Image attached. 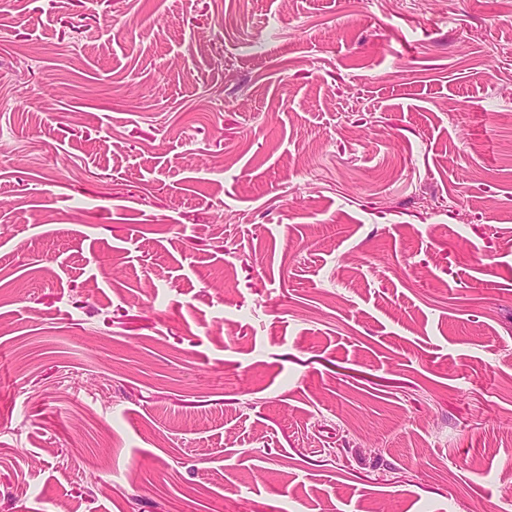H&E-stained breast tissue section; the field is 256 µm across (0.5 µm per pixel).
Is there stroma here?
I'll return each instance as SVG.
<instances>
[{"mask_svg": "<svg viewBox=\"0 0 512 512\" xmlns=\"http://www.w3.org/2000/svg\"><path fill=\"white\" fill-rule=\"evenodd\" d=\"M512 512V0H0V512Z\"/></svg>", "mask_w": 512, "mask_h": 512, "instance_id": "stroma-1", "label": "stroma"}]
</instances>
